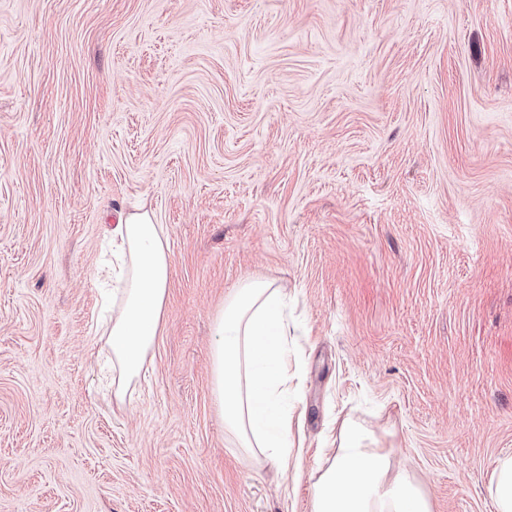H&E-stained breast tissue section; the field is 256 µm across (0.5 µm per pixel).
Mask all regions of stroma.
<instances>
[{
	"label": "stroma",
	"mask_w": 512,
	"mask_h": 512,
	"mask_svg": "<svg viewBox=\"0 0 512 512\" xmlns=\"http://www.w3.org/2000/svg\"><path fill=\"white\" fill-rule=\"evenodd\" d=\"M167 232L134 390L92 325L111 231ZM290 299L300 462L227 447L211 324ZM432 512L512 455V0H0V512H310L335 419Z\"/></svg>",
	"instance_id": "35a3bbf8"
}]
</instances>
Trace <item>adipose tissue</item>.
Masks as SVG:
<instances>
[{"instance_id": "1", "label": "adipose tissue", "mask_w": 512, "mask_h": 512, "mask_svg": "<svg viewBox=\"0 0 512 512\" xmlns=\"http://www.w3.org/2000/svg\"><path fill=\"white\" fill-rule=\"evenodd\" d=\"M124 258L120 304L103 333L120 369V386L137 377L158 334L170 277L168 237L152 213L139 209L117 225ZM287 294L281 286L241 281L213 320L211 393L233 447L288 465L294 444L286 400L297 389L288 366ZM311 512H431L409 472L363 425L346 421L333 456L318 469Z\"/></svg>"}]
</instances>
